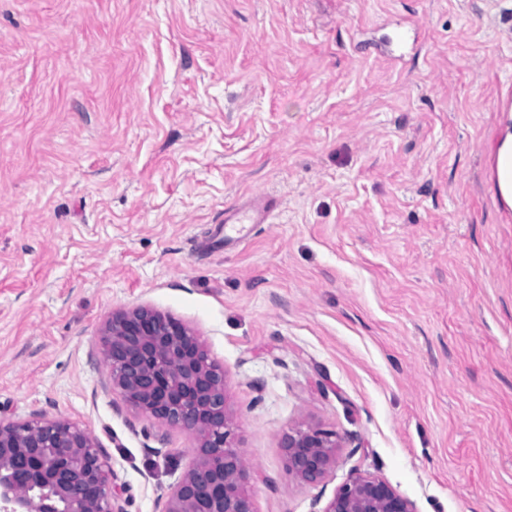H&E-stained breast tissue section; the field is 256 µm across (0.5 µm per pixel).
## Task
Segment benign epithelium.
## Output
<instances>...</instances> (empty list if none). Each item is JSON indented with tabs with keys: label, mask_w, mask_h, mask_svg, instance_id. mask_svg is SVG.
<instances>
[{
	"label": "benign epithelium",
	"mask_w": 512,
	"mask_h": 512,
	"mask_svg": "<svg viewBox=\"0 0 512 512\" xmlns=\"http://www.w3.org/2000/svg\"><path fill=\"white\" fill-rule=\"evenodd\" d=\"M112 383L141 413L201 437L196 460L171 489L163 512H255L244 488L249 462L230 438L224 368L209 360L181 322L149 307L112 313ZM335 434L297 429L283 441L286 471L315 482L332 468ZM0 512H124L109 467L77 424L61 419L0 421ZM323 512H416L385 480L358 475Z\"/></svg>",
	"instance_id": "benign-epithelium-1"
}]
</instances>
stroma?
Segmentation results:
<instances>
[{
  "label": "stroma",
  "mask_w": 512,
  "mask_h": 512,
  "mask_svg": "<svg viewBox=\"0 0 512 512\" xmlns=\"http://www.w3.org/2000/svg\"><path fill=\"white\" fill-rule=\"evenodd\" d=\"M505 102L512 0H0V420L78 424L124 512H162L197 439L124 400L102 336L148 306L223 365L256 512L355 473L512 512ZM301 426L339 440L314 483ZM487 184L495 201L512 210V104L498 112V133L488 148ZM267 218V212L260 207L248 210L235 207L224 211V221L228 224H264ZM338 446L334 433L310 429L288 433L282 446L288 475L304 482L322 479L335 462Z\"/></svg>",
  "instance_id": "stroma-1"
}]
</instances>
